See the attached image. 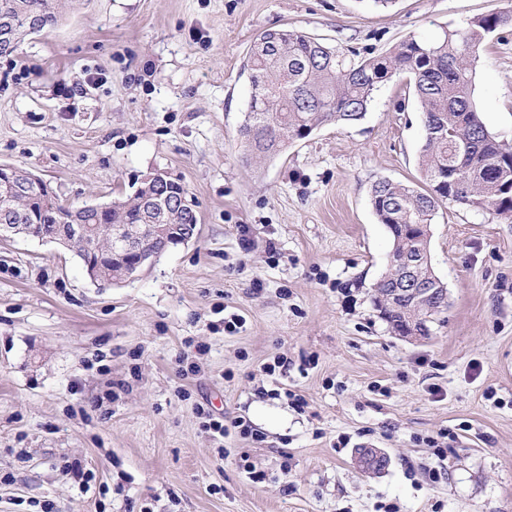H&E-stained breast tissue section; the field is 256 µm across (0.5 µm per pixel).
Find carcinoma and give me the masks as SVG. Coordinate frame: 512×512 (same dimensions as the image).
Masks as SVG:
<instances>
[{
    "instance_id": "carcinoma-1",
    "label": "carcinoma",
    "mask_w": 512,
    "mask_h": 512,
    "mask_svg": "<svg viewBox=\"0 0 512 512\" xmlns=\"http://www.w3.org/2000/svg\"><path fill=\"white\" fill-rule=\"evenodd\" d=\"M79 5L81 0H0V22L9 21L14 31L11 49L1 48L0 56L11 55L26 36L53 28L65 10ZM508 26L512 27V9L473 17L466 26L447 30L434 41L410 36L387 54L357 60L297 30H266L254 41L247 59L251 94L239 129L245 155L272 158L326 124H356L365 117L381 84L396 74H408L425 118L419 165L428 188L380 178L371 186L370 201L393 238L392 259L412 257L420 261L419 275L427 276L432 270L429 226L442 203L512 219V144L498 140L486 128L474 102L479 48ZM6 178L0 172V225L23 224L37 239L51 238L62 225L79 219L99 225L101 236H135L142 246L153 248L156 241L147 225H169V243L177 245L195 233L198 224L194 211L148 203L155 193L154 181L148 178L133 193L112 200V208L102 213L76 211L75 205L64 203L41 181L27 184L13 196L5 190ZM76 249L84 266L121 278L124 260L99 255L79 242ZM394 277L388 269L374 285L375 303L383 308L392 331H400L412 314L433 321L448 307V295L441 292L420 308L409 300L389 306L382 297ZM359 463L365 471L379 472L387 460L365 449Z\"/></svg>"
}]
</instances>
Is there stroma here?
<instances>
[{
	"label": "stroma",
	"mask_w": 512,
	"mask_h": 512,
	"mask_svg": "<svg viewBox=\"0 0 512 512\" xmlns=\"http://www.w3.org/2000/svg\"><path fill=\"white\" fill-rule=\"evenodd\" d=\"M510 7L87 0L0 57V164L68 203L165 170L200 219L190 242L106 287L55 244L0 242V512H512V223L439 208L430 255L448 308L428 336L395 335L374 303L392 240L371 186L422 182L409 76L380 85L357 124L272 159L244 161L238 133L267 29L378 55ZM475 103L512 143V27L480 51ZM277 355L287 374L263 375ZM181 356L199 372L179 373ZM198 404L257 438H217ZM362 448L387 467L363 472ZM74 461L89 484L66 473Z\"/></svg>",
	"instance_id": "35a3bbf8"
}]
</instances>
